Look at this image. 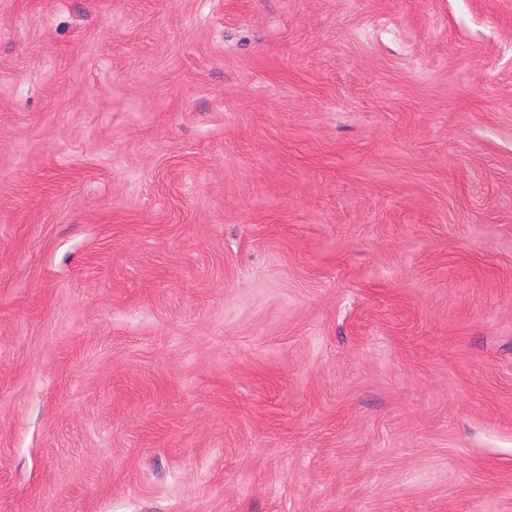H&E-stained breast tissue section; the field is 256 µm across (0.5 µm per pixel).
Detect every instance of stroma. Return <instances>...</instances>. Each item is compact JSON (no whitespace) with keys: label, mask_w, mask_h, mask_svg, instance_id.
Masks as SVG:
<instances>
[{"label":"stroma","mask_w":512,"mask_h":512,"mask_svg":"<svg viewBox=\"0 0 512 512\" xmlns=\"http://www.w3.org/2000/svg\"><path fill=\"white\" fill-rule=\"evenodd\" d=\"M0 512H512V0H0Z\"/></svg>","instance_id":"1"}]
</instances>
